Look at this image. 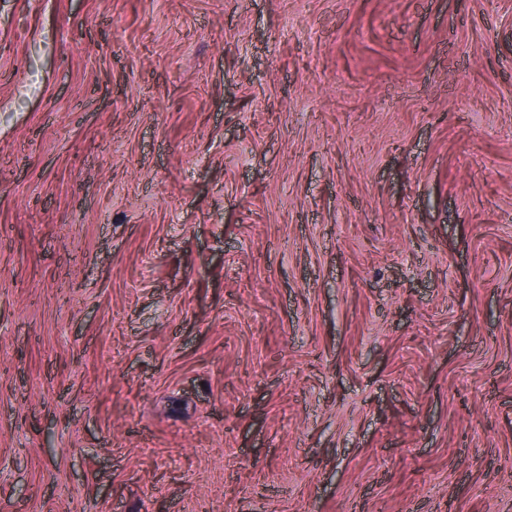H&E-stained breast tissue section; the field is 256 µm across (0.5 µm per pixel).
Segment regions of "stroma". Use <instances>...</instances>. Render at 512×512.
Wrapping results in <instances>:
<instances>
[{
    "label": "stroma",
    "mask_w": 512,
    "mask_h": 512,
    "mask_svg": "<svg viewBox=\"0 0 512 512\" xmlns=\"http://www.w3.org/2000/svg\"><path fill=\"white\" fill-rule=\"evenodd\" d=\"M0 512H512V0H0Z\"/></svg>",
    "instance_id": "35a3bbf8"
}]
</instances>
